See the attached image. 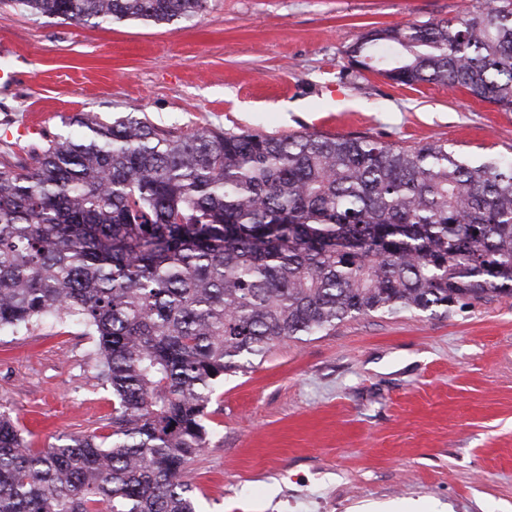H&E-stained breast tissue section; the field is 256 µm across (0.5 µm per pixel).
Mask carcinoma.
Here are the masks:
<instances>
[{"label": "carcinoma", "instance_id": "obj_1", "mask_svg": "<svg viewBox=\"0 0 512 512\" xmlns=\"http://www.w3.org/2000/svg\"><path fill=\"white\" fill-rule=\"evenodd\" d=\"M0 5L156 24L207 0ZM349 58L510 112L512 0L370 30ZM69 123L28 163L0 161V331L83 325L112 389L110 432L33 448L0 410V512H197L182 474L225 374L347 318L512 297V160L440 141Z\"/></svg>", "mask_w": 512, "mask_h": 512}]
</instances>
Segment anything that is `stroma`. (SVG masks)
<instances>
[{"instance_id": "obj_1", "label": "stroma", "mask_w": 512, "mask_h": 512, "mask_svg": "<svg viewBox=\"0 0 512 512\" xmlns=\"http://www.w3.org/2000/svg\"><path fill=\"white\" fill-rule=\"evenodd\" d=\"M476 0H208L164 25L80 23L0 8L19 82L0 90V155L79 112L198 127L435 140L512 157V112L439 84L352 67L367 31L457 19ZM95 342L49 318L0 333V408L33 447L112 414ZM206 448L184 470L200 512H349L372 501L512 512V298L446 315L360 316L272 346L225 375Z\"/></svg>"}]
</instances>
